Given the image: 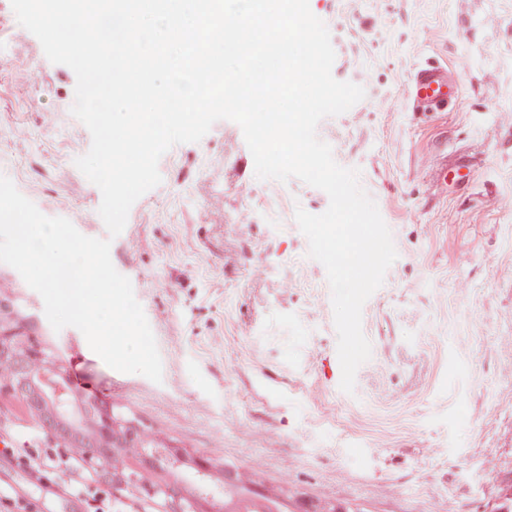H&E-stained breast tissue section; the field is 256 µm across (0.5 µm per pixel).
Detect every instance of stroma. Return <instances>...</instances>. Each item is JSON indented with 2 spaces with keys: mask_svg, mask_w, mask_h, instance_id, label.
Listing matches in <instances>:
<instances>
[{
  "mask_svg": "<svg viewBox=\"0 0 512 512\" xmlns=\"http://www.w3.org/2000/svg\"><path fill=\"white\" fill-rule=\"evenodd\" d=\"M326 16L333 77L365 90L318 137L360 172L398 254L367 300L371 357L340 388L331 289L296 208L325 192L260 180L241 128L213 124L160 159L161 183L110 237L100 189L76 167L91 135L71 112L76 76L50 62L0 0V175L47 216L110 239L154 334L162 380L119 372L83 333L54 330L38 292L0 263V299L19 298L26 334L51 350L71 390L151 431L186 467L259 471L264 490L336 499L355 512H501L512 493V0H309ZM459 87L448 111H409L421 61ZM41 74H34V66ZM463 179L444 182V172ZM15 455L0 484L38 512H86L68 477L32 457L77 460L99 497L132 502L160 484L112 479V459L44 438L19 390L0 386Z\"/></svg>",
  "mask_w": 512,
  "mask_h": 512,
  "instance_id": "obj_1",
  "label": "stroma"
}]
</instances>
